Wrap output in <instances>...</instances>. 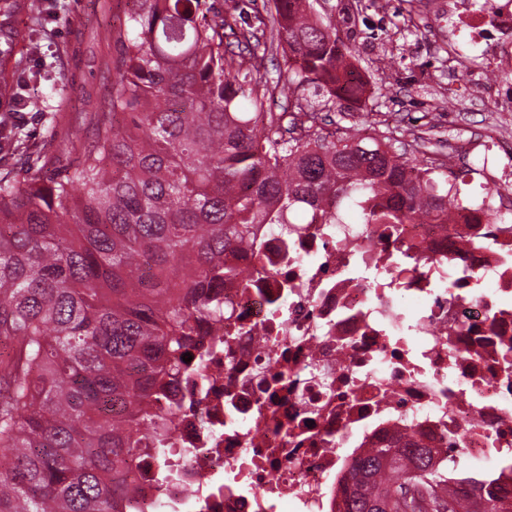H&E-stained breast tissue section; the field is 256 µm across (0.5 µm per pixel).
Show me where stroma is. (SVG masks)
Wrapping results in <instances>:
<instances>
[{
  "mask_svg": "<svg viewBox=\"0 0 512 512\" xmlns=\"http://www.w3.org/2000/svg\"><path fill=\"white\" fill-rule=\"evenodd\" d=\"M40 23L20 13L17 37L0 67L18 69L29 105L15 111L0 97V173L24 181L27 167L51 162L66 175L75 127H87L100 102L112 94L118 58L103 34L122 15L124 0H44ZM448 0H376L357 19L351 42L354 64L369 90L362 100H341L323 124V134L351 126L352 115L375 111L389 120L384 132L407 145L424 122L434 158L455 164L454 147L486 129L512 135V112L497 107V95L512 93V69L485 76L474 64L467 76L448 55ZM389 83L386 97L376 85Z\"/></svg>",
  "mask_w": 512,
  "mask_h": 512,
  "instance_id": "stroma-1",
  "label": "stroma"
}]
</instances>
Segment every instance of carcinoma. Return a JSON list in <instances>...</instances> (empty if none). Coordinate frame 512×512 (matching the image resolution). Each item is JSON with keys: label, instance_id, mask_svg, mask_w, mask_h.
I'll return each instance as SVG.
<instances>
[{"label": "carcinoma", "instance_id": "cac0c4a2", "mask_svg": "<svg viewBox=\"0 0 512 512\" xmlns=\"http://www.w3.org/2000/svg\"><path fill=\"white\" fill-rule=\"evenodd\" d=\"M285 69L266 77V29ZM112 97L70 172L0 174V512H126L153 398L180 376L262 224L448 223L469 174L387 136L318 130L355 48L317 0L211 12L128 0ZM0 96L24 101L0 71ZM278 104L279 111L272 110ZM417 442L360 458L344 512H469ZM476 512H512L487 486Z\"/></svg>", "mask_w": 512, "mask_h": 512}]
</instances>
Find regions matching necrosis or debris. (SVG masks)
Segmentation results:
<instances>
[{
  "instance_id": "obj_1",
  "label": "necrosis or debris",
  "mask_w": 512,
  "mask_h": 512,
  "mask_svg": "<svg viewBox=\"0 0 512 512\" xmlns=\"http://www.w3.org/2000/svg\"><path fill=\"white\" fill-rule=\"evenodd\" d=\"M448 15L507 64L512 0ZM477 217L266 233L154 402L168 448L133 462L135 512H340L356 459L400 437L512 489V225Z\"/></svg>"
}]
</instances>
